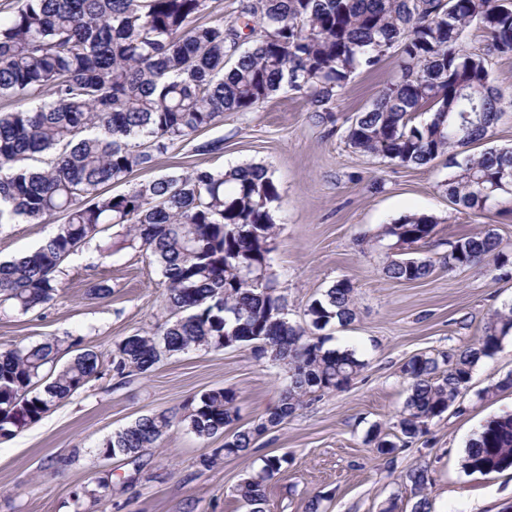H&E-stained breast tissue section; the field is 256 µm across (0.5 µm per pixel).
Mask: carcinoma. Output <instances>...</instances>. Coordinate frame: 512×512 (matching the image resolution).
<instances>
[{
    "label": "carcinoma",
    "mask_w": 512,
    "mask_h": 512,
    "mask_svg": "<svg viewBox=\"0 0 512 512\" xmlns=\"http://www.w3.org/2000/svg\"><path fill=\"white\" fill-rule=\"evenodd\" d=\"M208 0H21L0 17V96L19 103L0 113V225L21 219L65 221L35 250L0 262V307L21 313L43 307L58 290L56 274L84 242L117 227L120 246L145 252L160 268L170 317L152 332L116 345L112 377L145 374L167 354L252 347L258 359L288 369L278 404L256 425L224 434L237 421L236 394L224 388L195 395L181 421L198 437L224 435L228 455L284 425L315 393L347 389L364 368L353 350L327 348L315 336L355 318L354 286L334 282L288 319L287 298L273 286L280 198L261 164L196 169L104 196L150 166L154 157L224 120L252 112L282 89L306 99L322 123L356 71L390 52L399 73L346 129L353 151L405 167L448 157V199L483 214L512 191V148L468 153L494 132L502 112L489 61L512 55V0H239L229 23L200 22ZM487 34L481 53L461 47L471 24ZM44 163L33 168L27 162ZM437 219L406 215L377 233L402 249L427 244ZM508 258L489 230L461 236L440 262L448 269ZM430 257L391 256L384 275L398 283L429 277ZM512 333V305L494 312L478 339L454 353L416 354L401 372L408 395L394 438L376 434L375 452L394 459L441 417L466 389L473 368ZM59 339L0 352V439L40 421L100 374V359L82 349L57 372ZM65 347L71 349L75 344ZM165 412L115 431L104 456L134 457L175 426ZM286 456H269L258 475L234 489L250 512H266L265 483ZM465 467L482 474L512 469V414L487 420L467 443ZM417 496L411 512H431V477L417 465L406 474Z\"/></svg>",
    "instance_id": "cac0c4a2"
}]
</instances>
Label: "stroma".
<instances>
[{"instance_id":"35a3bbf8","label":"stroma","mask_w":512,"mask_h":512,"mask_svg":"<svg viewBox=\"0 0 512 512\" xmlns=\"http://www.w3.org/2000/svg\"><path fill=\"white\" fill-rule=\"evenodd\" d=\"M397 70L392 53L358 70L333 106L332 123H316L305 99L284 90L255 111L225 114L193 140L156 155L150 167L102 188L115 195L197 168L264 164L280 192L272 266L290 320L303 321L308 304L336 280L346 277L354 285L356 319L325 330L328 347L353 350L365 364L350 387L307 397L287 424L237 456L223 455V436L202 439L183 424L137 456L100 455V443L118 429L162 411L182 416L191 397L215 388L235 392L238 424L252 426L276 405L286 372L240 346L165 356L150 373L117 383L111 373L115 346L166 319V290L148 256L130 248L108 256L104 238H94L64 262L52 301L25 314L0 311V351L59 338L94 349L102 360L98 378L38 423L0 441V512H250L235 487L255 475L265 457L283 454L287 465L266 485L267 512H305L315 496L320 512H380L394 494L409 512L405 474L418 464L432 477L431 512H512L511 469L485 475L463 465L466 445L481 425L512 413V389L494 388L512 373V335L478 363L456 404L395 462L376 457L369 441L373 430H394L408 394L400 371L407 359L473 343L490 315L512 304V263L453 271L438 266L410 284L382 271L388 250L375 242L377 231L413 213L438 220L425 255L439 257L451 241L489 227L512 256V192L497 196L489 217H478L449 202L442 187L450 174L446 159L403 167L347 146L350 118ZM490 73L504 116L485 145L512 147V57L493 60ZM217 139L222 151H197V144ZM55 229L52 222L22 220L0 226V261L34 250ZM101 285L108 296L96 294Z\"/></svg>"}]
</instances>
